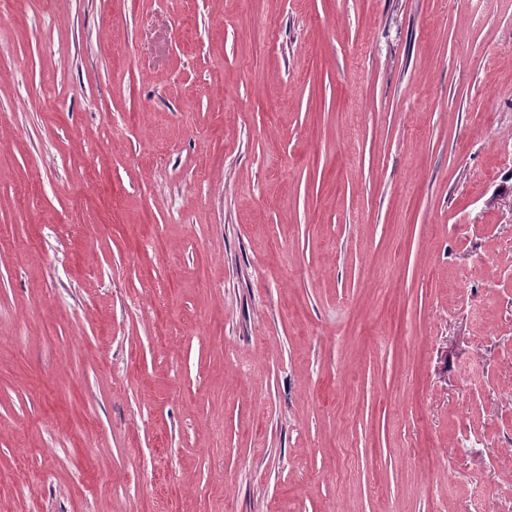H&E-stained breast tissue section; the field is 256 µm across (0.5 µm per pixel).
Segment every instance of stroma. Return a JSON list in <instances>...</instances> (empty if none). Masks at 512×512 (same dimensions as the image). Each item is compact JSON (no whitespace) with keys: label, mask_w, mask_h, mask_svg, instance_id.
Segmentation results:
<instances>
[{"label":"stroma","mask_w":512,"mask_h":512,"mask_svg":"<svg viewBox=\"0 0 512 512\" xmlns=\"http://www.w3.org/2000/svg\"><path fill=\"white\" fill-rule=\"evenodd\" d=\"M511 187L512 0H0V512H512Z\"/></svg>","instance_id":"obj_1"}]
</instances>
